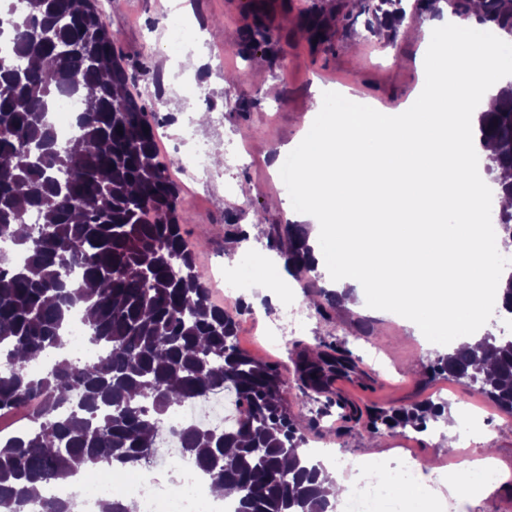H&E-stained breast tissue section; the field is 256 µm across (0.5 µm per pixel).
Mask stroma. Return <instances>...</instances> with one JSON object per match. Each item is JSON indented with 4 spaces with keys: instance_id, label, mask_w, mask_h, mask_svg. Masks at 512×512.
Masks as SVG:
<instances>
[{
    "instance_id": "stroma-1",
    "label": "stroma",
    "mask_w": 512,
    "mask_h": 512,
    "mask_svg": "<svg viewBox=\"0 0 512 512\" xmlns=\"http://www.w3.org/2000/svg\"><path fill=\"white\" fill-rule=\"evenodd\" d=\"M249 2L189 0L188 11L177 15L167 0H95L116 37V50L141 104L163 119L158 144L166 159L177 157L181 150L177 130L194 125L193 115L199 111L209 114L206 124L194 125L202 141L223 143L233 134L244 144L241 162L211 168L200 178L187 177L175 166L169 169L181 191L178 221L211 301L233 311L240 348L274 365L287 379L289 409L307 447L335 446L355 464L373 455L397 457L406 448L413 449L417 459L433 456L444 462L470 450L465 430L448 425L449 414L466 407L493 417L487 452L503 469H511L512 416L482 395L477 384L434 373L447 345H427L406 320L359 304L324 307V293L337 287L335 271L305 273L299 287L293 277H285V285H291L307 317L287 336L284 347L270 345L263 336L264 322L280 317L276 301L283 291L263 288L253 259L259 254L277 259L269 246L272 228L292 223L299 214L290 202V189L275 175L279 160L297 154L307 127L320 119L322 107L336 92L391 112L410 108L424 78L420 58L427 43L421 22L402 23L391 42L386 32H369L362 14L349 25L347 34L315 49L296 26L279 18L273 22L279 42L263 55L264 66L259 69L236 52L242 14ZM215 21L223 24L218 38L210 35ZM176 24L191 32L187 47L201 52L195 70L180 67L181 52L167 42V32ZM231 72L240 74V92L255 102L247 115L225 106L224 76ZM195 85L201 86V93H192ZM228 216L236 218L247 233L232 252L219 233ZM227 264L250 283L245 294L250 312L234 311L224 298L223 284L213 279L214 272ZM363 323L372 327V335L360 333ZM315 350L350 354L373 372V381L358 390L340 382L329 393L305 388L299 361ZM436 392L444 397L445 413L429 421L428 431L389 426L386 417L392 410L431 399Z\"/></svg>"
}]
</instances>
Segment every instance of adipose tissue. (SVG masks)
<instances>
[{
  "label": "adipose tissue",
  "instance_id": "ef3b65f1",
  "mask_svg": "<svg viewBox=\"0 0 512 512\" xmlns=\"http://www.w3.org/2000/svg\"><path fill=\"white\" fill-rule=\"evenodd\" d=\"M430 91L408 112L329 110L307 133L296 191L317 214L326 245L316 267L365 283L368 306L404 314L428 335L479 350L483 304L501 296L475 213L512 205L474 166V105L490 110L512 80V51L448 14L423 28Z\"/></svg>",
  "mask_w": 512,
  "mask_h": 512
}]
</instances>
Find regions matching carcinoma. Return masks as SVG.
Instances as JSON below:
<instances>
[{"label":"carcinoma","mask_w":512,"mask_h":512,"mask_svg":"<svg viewBox=\"0 0 512 512\" xmlns=\"http://www.w3.org/2000/svg\"><path fill=\"white\" fill-rule=\"evenodd\" d=\"M445 1L468 21L512 34V0H414L420 17ZM360 13L388 28L406 16L402 0H359ZM336 13L309 20L310 38L330 41ZM10 52L0 56V240L20 258L0 264V414L38 396L30 426L0 439V512H72L71 505L31 494L75 462L90 467L140 468L155 457L162 420L188 399L231 391L245 413L221 431H177L183 451L238 512H328L318 482L323 468L299 453L305 438L288 414V381L236 342V321L209 298L178 224L179 188L160 158L155 126L115 54L114 35L95 0H25L15 11L0 0ZM238 55L265 54L272 30L252 5L243 16ZM21 63L22 74L11 68ZM65 95L92 106L79 112L74 134L58 140L45 109ZM477 131L494 143L486 170L512 171V84L497 108L482 112ZM36 211L38 222L27 223ZM503 241L512 243V211L498 213ZM298 276L315 269L302 224H287L269 239ZM81 308L88 340L100 349L91 363L60 357L72 310ZM483 360L461 347L435 370L480 383L500 410L512 413V337L487 335ZM56 354L40 374L33 356ZM352 364L345 353L304 356L309 387ZM80 400L71 403L73 392ZM441 407L421 405L391 418L403 427Z\"/></svg>","instance_id":"carcinoma-1"}]
</instances>
